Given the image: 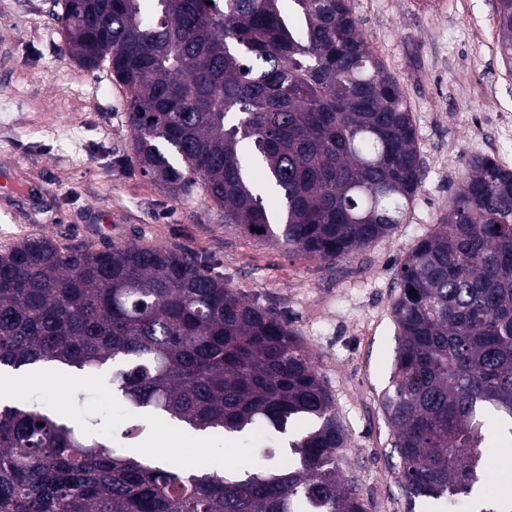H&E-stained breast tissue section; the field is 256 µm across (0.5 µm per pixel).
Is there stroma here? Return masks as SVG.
Instances as JSON below:
<instances>
[{
	"label": "stroma",
	"instance_id": "1",
	"mask_svg": "<svg viewBox=\"0 0 512 512\" xmlns=\"http://www.w3.org/2000/svg\"><path fill=\"white\" fill-rule=\"evenodd\" d=\"M51 6L0 0V251L47 236L63 248L161 245L208 261L311 353L348 436L343 471L367 512H407L381 404L398 347L397 270L447 213L472 158L512 169V74L497 53L496 0H352L411 108L424 178L404 224L331 267L143 178L131 161L129 91L69 57ZM14 398L56 403L79 429L144 456L176 431L133 415L106 372L68 387L39 378Z\"/></svg>",
	"mask_w": 512,
	"mask_h": 512
}]
</instances>
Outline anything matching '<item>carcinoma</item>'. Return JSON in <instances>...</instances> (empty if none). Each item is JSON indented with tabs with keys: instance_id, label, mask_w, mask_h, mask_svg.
<instances>
[{
	"instance_id": "cac0c4a2",
	"label": "carcinoma",
	"mask_w": 512,
	"mask_h": 512,
	"mask_svg": "<svg viewBox=\"0 0 512 512\" xmlns=\"http://www.w3.org/2000/svg\"><path fill=\"white\" fill-rule=\"evenodd\" d=\"M54 0L72 60L130 92L140 174L201 194L224 223L334 264L404 223L423 166L406 100L351 0ZM512 70V0H497ZM400 333L382 396L408 510L486 484L485 420L512 445V170L475 157L448 216L398 270ZM415 294H409L410 290ZM111 373L158 423L291 458L189 474L26 403L0 407V512H366L347 436L310 353L275 310L166 247L0 251V369Z\"/></svg>"
}]
</instances>
